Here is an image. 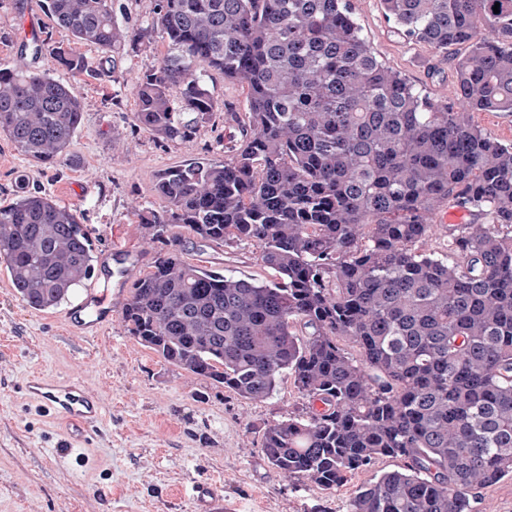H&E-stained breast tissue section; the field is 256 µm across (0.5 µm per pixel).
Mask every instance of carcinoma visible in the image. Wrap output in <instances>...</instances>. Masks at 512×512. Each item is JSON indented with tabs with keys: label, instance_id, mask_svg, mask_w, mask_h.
<instances>
[{
	"label": "carcinoma",
	"instance_id": "1",
	"mask_svg": "<svg viewBox=\"0 0 512 512\" xmlns=\"http://www.w3.org/2000/svg\"><path fill=\"white\" fill-rule=\"evenodd\" d=\"M408 42L462 46L456 98L378 61L350 0H155L165 45L136 78L134 126L186 140L217 112L237 123L231 158L156 176L160 212L145 239L173 229L221 246L252 242L264 283L161 249L122 309L129 334L165 362L262 401L286 376L301 407L269 426L263 451L290 480L333 490L382 457L405 469L359 487L349 512H474L478 491L512 476V143L474 112H512V0H381ZM499 13H494L495 4ZM53 23L104 53L144 28L114 0H47ZM72 75L83 55L43 39ZM241 86L247 112L221 105L211 73ZM83 108L75 87L0 67V134L30 160L69 152ZM469 224L421 251L440 209ZM81 214L19 189L0 206V264L30 307L58 306L90 280Z\"/></svg>",
	"mask_w": 512,
	"mask_h": 512
}]
</instances>
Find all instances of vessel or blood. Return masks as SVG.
I'll return each instance as SVG.
<instances>
[{
    "label": "vessel or blood",
    "instance_id": "vessel-or-blood-1",
    "mask_svg": "<svg viewBox=\"0 0 512 512\" xmlns=\"http://www.w3.org/2000/svg\"><path fill=\"white\" fill-rule=\"evenodd\" d=\"M110 288L108 278L96 277L84 299L65 312L68 326L87 334L97 332L112 314ZM23 390L60 424L67 445L88 443L103 417L101 400L88 394L78 380L50 379L34 371L27 376Z\"/></svg>",
    "mask_w": 512,
    "mask_h": 512
}]
</instances>
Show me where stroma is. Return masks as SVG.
I'll use <instances>...</instances> for the list:
<instances>
[{"label":"stroma","instance_id":"obj_1","mask_svg":"<svg viewBox=\"0 0 512 512\" xmlns=\"http://www.w3.org/2000/svg\"><path fill=\"white\" fill-rule=\"evenodd\" d=\"M46 0H0V65L19 56L26 18L45 37L78 49L90 60L100 50L76 45L52 24ZM353 19L379 61L416 87L454 98V60L424 44L401 39L388 23L381 0H351ZM164 52L158 34L125 47L122 81L111 73L72 77L51 54L29 58L32 69L75 81L83 121L69 157L46 167L0 135V206L19 185L49 193L80 211L93 228L96 268L111 265L113 246L142 254L151 265L157 249L143 243L135 207L162 210L150 189L163 169L196 158L227 159L239 139L237 125L216 121L182 141H166L134 127L136 76L157 65ZM177 249L190 262L229 269L267 281L268 269L253 243L215 247L180 232ZM129 289L113 288L112 315L99 334L85 336L63 319L65 305H26L0 265V512H197L193 488L210 483L220 504L236 512H349L356 488L382 473L404 469L400 457H383L332 491L292 484L263 452L267 427L287 418L302 400L289 380L272 396L252 402L224 386L190 375L138 344L121 321ZM76 378L98 395L104 418L91 444L56 463L59 426L40 414L22 391L32 370Z\"/></svg>","mask_w":512,"mask_h":512}]
</instances>
